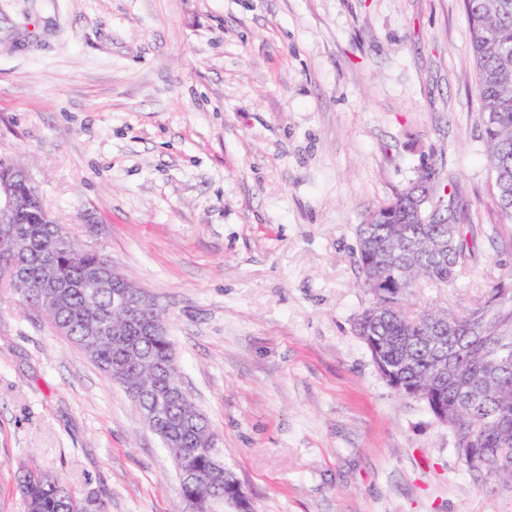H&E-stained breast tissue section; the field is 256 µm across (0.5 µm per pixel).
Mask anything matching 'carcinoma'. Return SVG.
Masks as SVG:
<instances>
[{
  "instance_id": "cac0c4a2",
  "label": "carcinoma",
  "mask_w": 512,
  "mask_h": 512,
  "mask_svg": "<svg viewBox=\"0 0 512 512\" xmlns=\"http://www.w3.org/2000/svg\"><path fill=\"white\" fill-rule=\"evenodd\" d=\"M476 67V88L488 149L489 190L498 223L512 224V0H464ZM438 188V172L422 167L411 187ZM421 222L407 214V189L356 225L358 287L371 302L356 317L354 330L371 352L381 377L397 393L438 408L435 418L453 433L454 447L467 452V471L481 459L492 476L512 482V277L485 288L475 304L460 311L414 312L409 301L424 284L455 286L459 267L474 257L470 225L455 216L448 224ZM17 233L30 243L33 258L27 276L34 282L38 260L54 258L68 294L45 317L100 370L138 348L148 360L129 370L122 388L141 407L182 382L167 336L135 328L112 332V293L125 279L100 288L88 276L102 261L67 230L53 223L42 199L15 214ZM197 410L184 391L166 406L152 430L166 435ZM171 453L194 471L183 495L194 512H210L215 498L231 487L234 476L214 465L222 450L207 425H182L179 447ZM17 490L26 512H99L94 499L79 500L61 478L24 472Z\"/></svg>"
}]
</instances>
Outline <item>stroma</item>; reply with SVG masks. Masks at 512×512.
<instances>
[{
  "label": "stroma",
  "instance_id": "stroma-1",
  "mask_svg": "<svg viewBox=\"0 0 512 512\" xmlns=\"http://www.w3.org/2000/svg\"><path fill=\"white\" fill-rule=\"evenodd\" d=\"M482 129L463 0H0V159L153 296L254 512H512L353 327L355 226L423 166L477 257L417 308L512 273ZM22 470L104 512L181 507L123 388L2 279L0 512Z\"/></svg>",
  "mask_w": 512,
  "mask_h": 512
}]
</instances>
